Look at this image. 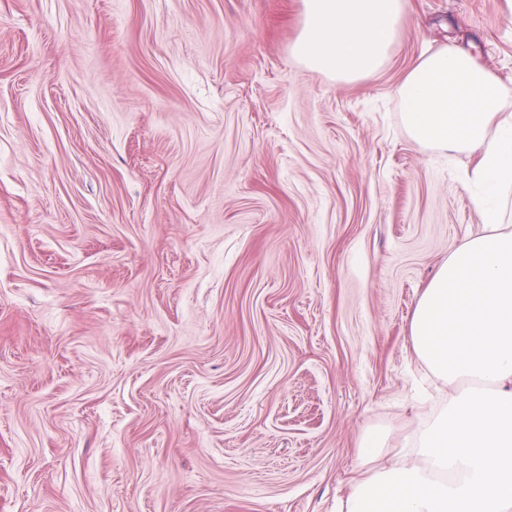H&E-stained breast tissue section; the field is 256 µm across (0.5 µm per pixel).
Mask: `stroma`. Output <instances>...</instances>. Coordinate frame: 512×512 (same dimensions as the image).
<instances>
[{
	"label": "stroma",
	"mask_w": 512,
	"mask_h": 512,
	"mask_svg": "<svg viewBox=\"0 0 512 512\" xmlns=\"http://www.w3.org/2000/svg\"><path fill=\"white\" fill-rule=\"evenodd\" d=\"M301 0H0V512H337L445 394L408 341L482 222L397 87L506 0H404L372 77L297 64Z\"/></svg>",
	"instance_id": "stroma-1"
}]
</instances>
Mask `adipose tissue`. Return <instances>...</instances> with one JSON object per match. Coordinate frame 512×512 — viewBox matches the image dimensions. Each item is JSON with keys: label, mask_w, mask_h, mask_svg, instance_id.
Returning a JSON list of instances; mask_svg holds the SVG:
<instances>
[{"label": "adipose tissue", "mask_w": 512, "mask_h": 512, "mask_svg": "<svg viewBox=\"0 0 512 512\" xmlns=\"http://www.w3.org/2000/svg\"><path fill=\"white\" fill-rule=\"evenodd\" d=\"M403 0H302L291 55L343 81L368 78L394 43ZM410 135L473 154L464 182L483 223L425 286L409 324L417 360L447 403L408 455L376 464L369 434L346 512H512V225L499 221L512 187V91L463 50L424 55L397 89Z\"/></svg>", "instance_id": "1"}]
</instances>
